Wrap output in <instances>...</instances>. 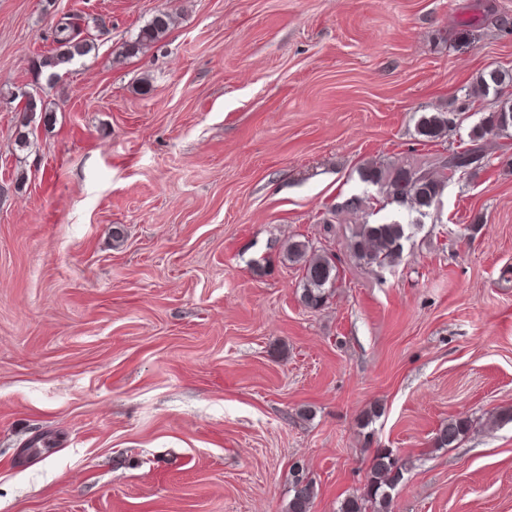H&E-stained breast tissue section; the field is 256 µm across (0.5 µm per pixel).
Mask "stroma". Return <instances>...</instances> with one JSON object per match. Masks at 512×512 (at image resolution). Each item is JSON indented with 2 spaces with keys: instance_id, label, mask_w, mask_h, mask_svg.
<instances>
[{
  "instance_id": "stroma-1",
  "label": "stroma",
  "mask_w": 512,
  "mask_h": 512,
  "mask_svg": "<svg viewBox=\"0 0 512 512\" xmlns=\"http://www.w3.org/2000/svg\"><path fill=\"white\" fill-rule=\"evenodd\" d=\"M66 16L93 49L51 86ZM489 66L512 0H0V512H285L297 463L338 512L380 448L392 512H512V136L420 219L358 174L466 148ZM386 219L401 261H357ZM293 238L336 256L322 310ZM173 15L159 12L140 30L134 41L127 44L126 54L137 55L144 47L158 42L173 26ZM24 116L27 121L24 124H30L31 121L36 120L37 114L39 121H42L44 125H48L54 120V112L50 109L47 104L41 98H37L35 95L31 99L25 102ZM29 116V118H28ZM454 119L449 118L446 112H435L431 115H422L418 121V133L427 139H439L448 134L450 124ZM408 224L396 219L381 223L358 224L352 233L350 249L365 264L393 266L401 258ZM470 429V422L463 419H451L438 430L434 445L447 448L456 444Z\"/></svg>"
}]
</instances>
